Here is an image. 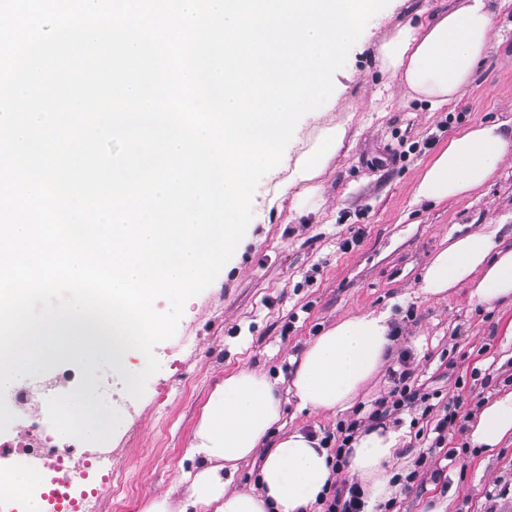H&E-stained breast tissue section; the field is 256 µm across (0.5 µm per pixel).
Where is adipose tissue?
I'll use <instances>...</instances> for the list:
<instances>
[{"instance_id": "1", "label": "adipose tissue", "mask_w": 512, "mask_h": 512, "mask_svg": "<svg viewBox=\"0 0 512 512\" xmlns=\"http://www.w3.org/2000/svg\"><path fill=\"white\" fill-rule=\"evenodd\" d=\"M495 17L493 0H462L426 25H396L378 48L379 69L431 109L446 108L460 98L487 55ZM347 134L346 123H328L312 142L302 144L287 178L276 183L271 204L289 193L298 202L312 196L315 180ZM511 151L512 132L504 123L485 121L454 131L418 177L414 202L439 204L476 192ZM457 288L467 289L469 300L480 305H512V244L500 238L498 229L448 235L446 246L433 255L422 274L421 292L442 298ZM392 330L386 311L336 322L303 351L289 394L300 408L315 412L349 408L388 359ZM281 418V397L270 379L248 370L225 377L209 396L195 432L192 454L201 464L185 498L175 507L161 498L151 512H309L331 468L326 449L299 430L267 450L258 492L227 489L225 468L256 455ZM468 429L471 443L480 448H496L512 437V390L485 402ZM399 445V432L384 427L353 441L349 466L371 497L388 490L387 471ZM43 481L41 471L19 463L0 467V499L22 502L24 512H42L37 490Z\"/></svg>"}]
</instances>
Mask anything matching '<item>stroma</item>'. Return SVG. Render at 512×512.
I'll return each mask as SVG.
<instances>
[{
  "label": "stroma",
  "mask_w": 512,
  "mask_h": 512,
  "mask_svg": "<svg viewBox=\"0 0 512 512\" xmlns=\"http://www.w3.org/2000/svg\"><path fill=\"white\" fill-rule=\"evenodd\" d=\"M458 0H389L367 23L345 66L334 75L329 112L306 115L298 140L314 139L327 122L349 124V140L317 178L303 204L284 197L268 207L275 181L262 177L253 218L241 245L216 279L188 300L175 335L153 350L160 369L140 398L121 405L112 436V498L99 512H148L169 496L178 504L193 470L190 448L210 394L225 377L246 369L283 389V431L319 436L353 409L312 412L287 394L296 361L336 321L390 312L396 339L387 367L359 394L369 410L386 396L390 367L408 354L418 382L438 391L439 404L462 400L475 414L497 391L512 388V306L471 303L466 289L428 298L421 275L448 235L499 226L512 242V160L479 191L433 207L415 205L412 189L449 135L485 120L512 123V0L498 10V36L456 104L433 111L379 70L378 45L394 26L426 23ZM355 238L344 248L347 238ZM403 413V444L391 473L418 470L412 487L391 485L394 512H512V438L499 448L472 447L467 430L448 435L458 457L446 482L433 479L437 461L418 465L427 442Z\"/></svg>",
  "instance_id": "35a3bbf8"
}]
</instances>
